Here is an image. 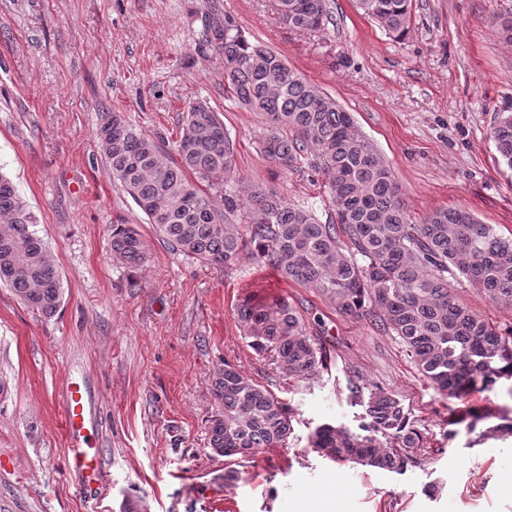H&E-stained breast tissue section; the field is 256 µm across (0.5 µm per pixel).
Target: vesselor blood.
<instances>
[{"mask_svg":"<svg viewBox=\"0 0 512 512\" xmlns=\"http://www.w3.org/2000/svg\"><path fill=\"white\" fill-rule=\"evenodd\" d=\"M94 421L92 401L84 385L69 384L66 388L62 412V427L68 447V461L72 470L103 475L105 464L102 457L91 456L87 431Z\"/></svg>","mask_w":512,"mask_h":512,"instance_id":"b4317fda","label":"vessel or blood"}]
</instances>
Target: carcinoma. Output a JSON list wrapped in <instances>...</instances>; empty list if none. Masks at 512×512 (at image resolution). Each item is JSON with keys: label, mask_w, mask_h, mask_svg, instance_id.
Returning <instances> with one entry per match:
<instances>
[{"label": "carcinoma", "mask_w": 512, "mask_h": 512, "mask_svg": "<svg viewBox=\"0 0 512 512\" xmlns=\"http://www.w3.org/2000/svg\"><path fill=\"white\" fill-rule=\"evenodd\" d=\"M353 2L393 38L406 36L412 0ZM276 12L293 30L323 31L333 23L330 0H276ZM203 43L224 55V92L265 117L263 155L286 169L307 164L326 175L335 221L323 224L311 207L260 185L242 189L233 140L205 101L188 106L176 159L124 113L106 112L95 132L101 152L156 232L205 265L228 267L249 255L285 280L316 289L337 312L379 324L445 400L512 380V329L495 327L460 304L448 285V276H458L491 302L512 305V237L457 207L411 223L391 169L334 97L279 53L249 41L228 14L208 25ZM492 134L512 167L511 110L499 113ZM37 223L14 182L0 173V284L51 318L63 299L62 280L34 230ZM110 248L112 258L129 267L147 259L144 238L129 224L112 225ZM237 313L248 346L272 357L286 376L313 382L331 364L330 350L287 298L248 297ZM349 393L366 422L357 432L320 425L311 447L335 461L397 473L421 463L423 438L394 393L357 375ZM212 394L217 411L208 440L214 453L252 459L262 448L287 444L288 402L234 365L215 373ZM491 417L471 406L452 422L473 432Z\"/></svg>", "instance_id": "1"}]
</instances>
